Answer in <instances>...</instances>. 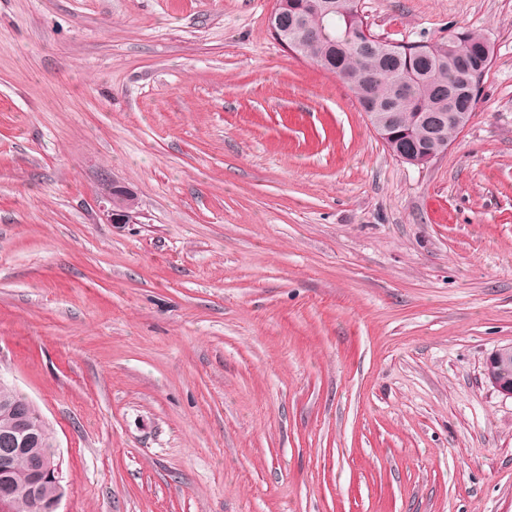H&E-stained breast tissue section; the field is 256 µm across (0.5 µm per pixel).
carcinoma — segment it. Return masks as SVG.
Returning <instances> with one entry per match:
<instances>
[{
	"label": "carcinoma",
	"mask_w": 512,
	"mask_h": 512,
	"mask_svg": "<svg viewBox=\"0 0 512 512\" xmlns=\"http://www.w3.org/2000/svg\"><path fill=\"white\" fill-rule=\"evenodd\" d=\"M351 0H336V10L326 16L312 12L308 15L314 37H305L291 45L296 55L318 62V57L331 45H336L328 71L345 82L359 105L372 97L381 112H398L405 128L415 137L425 135V129L414 121L417 112L475 111L477 98L462 96L457 85L461 65L448 61V42L401 44L397 56H387L375 50L358 47L366 23L361 15L350 13ZM409 76L411 85L404 96L394 95L392 78ZM22 401L16 389H0V431L11 423L4 401ZM29 479L26 459L19 460L14 473L17 489V512H37L23 495Z\"/></svg>",
	"instance_id": "cac0c4a2"
}]
</instances>
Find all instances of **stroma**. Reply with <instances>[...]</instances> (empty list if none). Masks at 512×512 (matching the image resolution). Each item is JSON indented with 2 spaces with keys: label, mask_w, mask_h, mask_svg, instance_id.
I'll use <instances>...</instances> for the list:
<instances>
[{
  "label": "stroma",
  "mask_w": 512,
  "mask_h": 512,
  "mask_svg": "<svg viewBox=\"0 0 512 512\" xmlns=\"http://www.w3.org/2000/svg\"><path fill=\"white\" fill-rule=\"evenodd\" d=\"M274 5L0 0V374L60 512H512V0H359L491 44L424 166ZM109 207L103 206L104 216L110 224L133 222L136 200L133 192L122 183L112 180L106 196ZM483 375L495 391L512 397V343L496 347L487 356Z\"/></svg>",
  "instance_id": "stroma-1"
}]
</instances>
